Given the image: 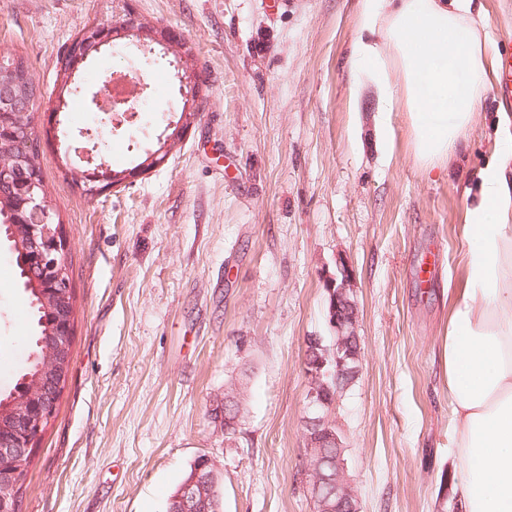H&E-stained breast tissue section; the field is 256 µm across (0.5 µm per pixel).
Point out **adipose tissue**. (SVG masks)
I'll return each instance as SVG.
<instances>
[{
	"instance_id": "obj_1",
	"label": "adipose tissue",
	"mask_w": 512,
	"mask_h": 512,
	"mask_svg": "<svg viewBox=\"0 0 512 512\" xmlns=\"http://www.w3.org/2000/svg\"><path fill=\"white\" fill-rule=\"evenodd\" d=\"M354 61L382 92L377 132L404 109L413 160L448 165L496 74V47L473 0H357ZM398 85H391L390 73ZM465 210L462 284L443 345L459 512H512V113Z\"/></svg>"
}]
</instances>
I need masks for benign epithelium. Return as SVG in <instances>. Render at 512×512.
<instances>
[{
  "mask_svg": "<svg viewBox=\"0 0 512 512\" xmlns=\"http://www.w3.org/2000/svg\"><path fill=\"white\" fill-rule=\"evenodd\" d=\"M113 20L109 24L92 23L85 27L64 48L59 58V67H69L77 72L79 65L94 52L103 47L117 49L127 42H134L142 49L147 45L148 35L141 16L133 6V0H112ZM152 43L164 49L185 50L189 44L177 37L170 29L152 35ZM180 94L184 100L181 119L170 122L163 135L158 137V148L147 151V159L127 168L121 173L106 171L94 164L88 149L80 151L85 169L77 172L79 183L90 195H100L135 179L141 174L161 165L182 142L190 127L189 114L196 112V102L204 93L195 80L194 71L183 69L178 75ZM37 98H18L0 85V139H16L13 127L15 120L32 111ZM138 116L135 105L126 99H116L112 111L102 123L119 127L133 122ZM0 186L17 190L15 197L16 223L14 227L25 238L24 253L26 274L42 284L45 298L67 297L73 291L67 263L71 245L63 224L50 209L45 195L42 173H26L24 159L15 157L0 163ZM328 292L327 321L334 336H310L306 341L304 369L308 377L306 429L308 455L320 448H336V457L331 460L332 472L326 474L318 466L309 465L305 471L306 488L315 512H359L358 495L347 474L343 460L344 443L339 433L333 430L330 410L340 393L347 389V379L355 376L358 369L348 367V361L360 359V344L357 332L358 307L354 298V278L349 261L341 258L336 264V274L326 276ZM73 317L59 319L47 352L52 349L66 350L73 336ZM69 363L54 370L45 380V386L22 400L14 417V438L10 441L0 438V483L9 482L18 487L24 459L33 456L55 412L59 391L66 381ZM208 462L201 465L181 489L178 501L183 512H196L200 500L211 493L212 475L206 473Z\"/></svg>",
  "mask_w": 512,
  "mask_h": 512,
  "instance_id": "1",
  "label": "benign epithelium"
}]
</instances>
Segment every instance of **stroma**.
Here are the masks:
<instances>
[{
    "label": "stroma",
    "instance_id": "1",
    "mask_svg": "<svg viewBox=\"0 0 512 512\" xmlns=\"http://www.w3.org/2000/svg\"><path fill=\"white\" fill-rule=\"evenodd\" d=\"M512 54V0H477ZM194 48L207 98L166 164L89 197L62 162L81 130L131 167L182 105L166 60L130 45L84 76L138 74L131 125L64 112L42 142L51 204L71 241L70 371L24 474L16 512H166L198 458L223 512H314L305 485L308 337L329 333L325 274L352 265L359 373L330 417L345 438L360 512H456L443 336L460 285L465 191L494 148L487 91L447 169L412 159L405 113L377 136L376 86L353 63L356 0H135ZM112 0H0V56L23 58L49 126L56 61ZM0 247V388L15 382L32 326ZM245 387L241 425L214 416Z\"/></svg>",
    "mask_w": 512,
    "mask_h": 512
}]
</instances>
